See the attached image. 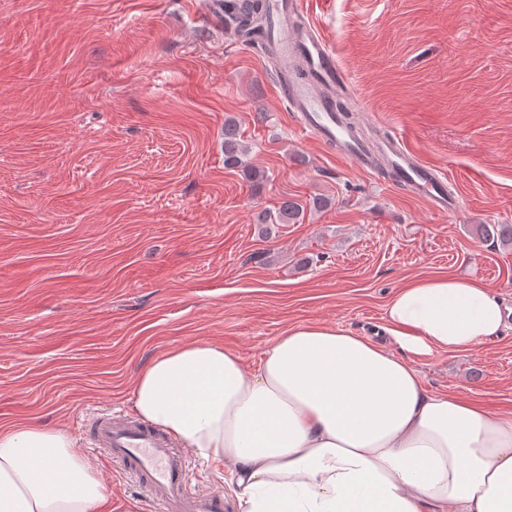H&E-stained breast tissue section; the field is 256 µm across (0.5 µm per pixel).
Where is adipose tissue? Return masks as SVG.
<instances>
[{
    "label": "adipose tissue",
    "instance_id": "ef3b65f1",
    "mask_svg": "<svg viewBox=\"0 0 512 512\" xmlns=\"http://www.w3.org/2000/svg\"><path fill=\"white\" fill-rule=\"evenodd\" d=\"M505 319L485 284L428 277L386 307L398 352L309 323L251 370L196 342L154 358L132 401L182 447L231 465L240 512H512V418L429 392L408 360L494 341ZM0 512H112V499L65 429L11 425Z\"/></svg>",
    "mask_w": 512,
    "mask_h": 512
}]
</instances>
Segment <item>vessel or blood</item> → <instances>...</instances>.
I'll return each mask as SVG.
<instances>
[{
	"instance_id": "vessel-or-blood-1",
	"label": "vessel or blood",
	"mask_w": 512,
	"mask_h": 512,
	"mask_svg": "<svg viewBox=\"0 0 512 512\" xmlns=\"http://www.w3.org/2000/svg\"><path fill=\"white\" fill-rule=\"evenodd\" d=\"M269 11L276 44L285 59L299 58L313 73L309 82H293L279 89L282 99L298 114L299 130L335 148L339 157L365 171L388 170L401 188L423 197L432 211L455 212L459 201L448 192L447 173L415 160L402 135L394 133L372 143L339 121L330 99L343 92L345 81L327 42L301 25V0H269ZM89 432L95 446L121 467L124 476L136 480L163 512H227L222 493L192 485L186 454L155 427L103 416L92 420Z\"/></svg>"
}]
</instances>
